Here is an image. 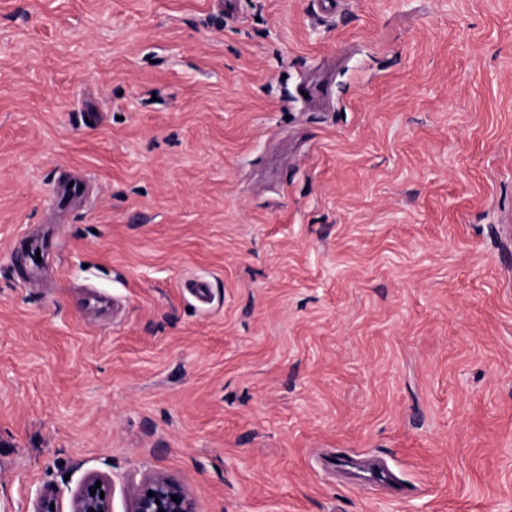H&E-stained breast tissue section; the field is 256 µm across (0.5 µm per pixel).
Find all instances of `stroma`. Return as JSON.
Listing matches in <instances>:
<instances>
[{"label":"stroma","instance_id":"35a3bbf8","mask_svg":"<svg viewBox=\"0 0 512 512\" xmlns=\"http://www.w3.org/2000/svg\"><path fill=\"white\" fill-rule=\"evenodd\" d=\"M503 224L512 0H0V512H512ZM96 482H101L100 488L96 487ZM110 484L111 480L107 475L96 473L87 476L72 495L69 512H112L108 492ZM93 489H96L95 495L90 493ZM100 492H104V499L100 498ZM152 491L154 496H148ZM176 496L180 502H174ZM194 512V504L188 491L179 483L162 475L147 477L129 495L127 512Z\"/></svg>","mask_w":512,"mask_h":512}]
</instances>
